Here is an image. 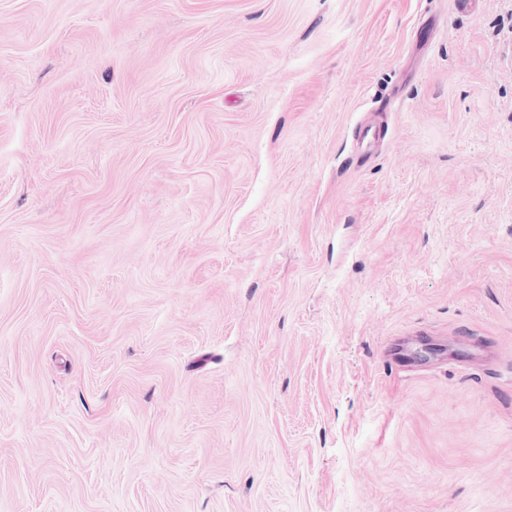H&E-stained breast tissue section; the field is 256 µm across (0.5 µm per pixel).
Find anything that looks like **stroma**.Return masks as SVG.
<instances>
[{"label":"stroma","instance_id":"35a3bbf8","mask_svg":"<svg viewBox=\"0 0 512 512\" xmlns=\"http://www.w3.org/2000/svg\"><path fill=\"white\" fill-rule=\"evenodd\" d=\"M0 512H512V0H0Z\"/></svg>","mask_w":512,"mask_h":512}]
</instances>
